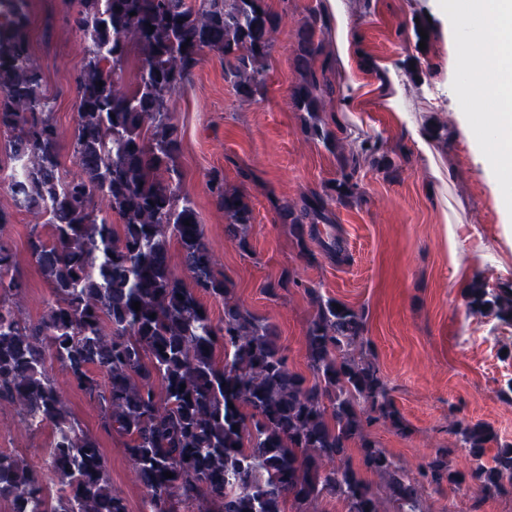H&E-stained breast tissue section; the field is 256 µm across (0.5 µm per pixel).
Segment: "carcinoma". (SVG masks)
Segmentation results:
<instances>
[{
	"instance_id": "obj_1",
	"label": "carcinoma",
	"mask_w": 512,
	"mask_h": 512,
	"mask_svg": "<svg viewBox=\"0 0 512 512\" xmlns=\"http://www.w3.org/2000/svg\"><path fill=\"white\" fill-rule=\"evenodd\" d=\"M75 2L69 21L85 42L74 78L78 172L65 178L54 99L43 93L30 51V0H0V131L10 135L12 158L25 161L10 191L18 207L46 215L48 232L34 225L26 249L52 295L38 321L23 318L15 299L25 282L14 252L0 243V403L17 405L29 427L53 433L40 471L0 452V499L11 512H128L99 442L68 409L49 360L96 403L100 428L125 439L144 512H184L194 502L206 512H285L290 499L299 506L335 499L345 512H380L361 471L332 466L353 446L365 470L387 477L395 512H423L425 493L446 486L473 483L487 498L507 492L512 441L488 424L461 421L452 430L456 447L477 461L468 472L450 468L453 449L441 448L411 476L373 440L368 428L376 423L402 436L410 428L377 364L349 354L369 346L364 316L352 307L305 289L317 307L306 332L309 379L288 369L275 324L227 302L216 322L201 299L227 297L232 282L217 269L195 203L182 190L172 96L208 52L224 56V74L242 95H254L265 85L279 17L263 0ZM324 29L323 18L310 14L296 49L293 100L311 114L308 134L327 145L332 134L315 112L334 89L326 71L313 67ZM128 65L133 82L124 86L114 74ZM358 165L356 156L343 159L323 193L281 207L301 254L311 255L310 240L329 254L341 251L338 238L319 237L318 225L335 222L329 201L345 206L359 198ZM208 187L224 210L225 230L248 250L253 210L245 194L227 188L218 171ZM104 207L121 224L101 216ZM171 237L188 284L172 268ZM467 306L512 323L507 286L488 289L478 277ZM491 443L496 453L485 465Z\"/></svg>"
}]
</instances>
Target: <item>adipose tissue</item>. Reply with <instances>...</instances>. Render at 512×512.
I'll use <instances>...</instances> for the list:
<instances>
[{
  "mask_svg": "<svg viewBox=\"0 0 512 512\" xmlns=\"http://www.w3.org/2000/svg\"><path fill=\"white\" fill-rule=\"evenodd\" d=\"M434 9L458 38L451 47L453 77L443 86L459 102L458 127L504 223H512V0H435ZM333 64L343 88L344 111L360 112L366 101L387 113L410 145L431 161L432 139L405 100L408 77L394 61L366 54L359 39L362 16L353 0H324ZM429 189L452 183V171L433 165Z\"/></svg>",
  "mask_w": 512,
  "mask_h": 512,
  "instance_id": "obj_1",
  "label": "adipose tissue"
}]
</instances>
